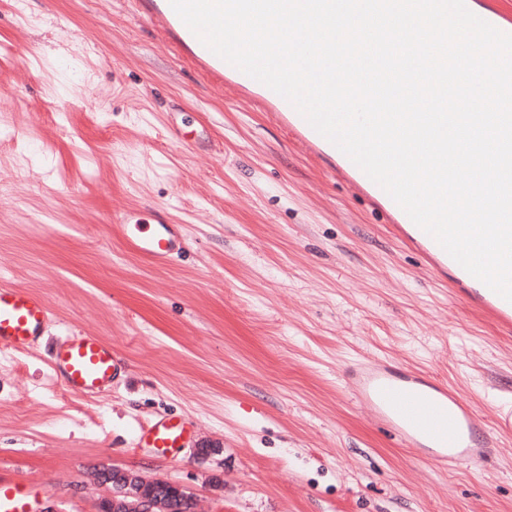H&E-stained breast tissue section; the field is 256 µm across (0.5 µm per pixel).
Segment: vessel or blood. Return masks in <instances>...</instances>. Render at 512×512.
I'll use <instances>...</instances> for the list:
<instances>
[{
  "label": "vessel or blood",
  "instance_id": "b4317fda",
  "mask_svg": "<svg viewBox=\"0 0 512 512\" xmlns=\"http://www.w3.org/2000/svg\"><path fill=\"white\" fill-rule=\"evenodd\" d=\"M136 5L139 17L159 25L170 43L186 53L211 83L220 85L229 78L244 88L256 85L255 79L207 48L179 18L169 0H136ZM260 92L279 120L306 140L328 146V139L316 132L290 102L269 87H261ZM389 208L401 220L397 232L418 248L433 267L456 271V293L501 325H512V302L459 267L397 203H390ZM111 221L126 249L152 263L168 261L180 245L175 226L160 213H152L146 219L137 211L121 210L112 215ZM49 315L44 295L0 281L1 350L30 347L42 335ZM52 366L70 391L100 395L111 391L120 376L122 360L111 340L87 333L68 337L57 348ZM348 387L357 401L370 407L410 447L432 462L477 468L498 447L495 437L483 432L482 421L472 407L455 390L428 375L400 371L388 360L373 358L357 364ZM188 435L185 421L162 417L139 428L134 443L164 454L185 447ZM30 498L26 484L0 475V512H31Z\"/></svg>",
  "mask_w": 512,
  "mask_h": 512
}]
</instances>
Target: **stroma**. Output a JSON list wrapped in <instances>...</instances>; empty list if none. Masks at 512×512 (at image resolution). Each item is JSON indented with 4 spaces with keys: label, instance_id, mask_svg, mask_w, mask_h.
Listing matches in <instances>:
<instances>
[{
    "label": "stroma",
    "instance_id": "obj_1",
    "mask_svg": "<svg viewBox=\"0 0 512 512\" xmlns=\"http://www.w3.org/2000/svg\"><path fill=\"white\" fill-rule=\"evenodd\" d=\"M0 184V278L51 310L31 347L0 351V473L36 512H98L105 468L175 482L194 512H512V433L481 469H443L345 391L386 358L493 427L512 408V332L134 0H0ZM154 208L186 239L164 265L107 224ZM78 332L126 362L106 395L52 369ZM161 416L192 428L168 457L133 445Z\"/></svg>",
    "mask_w": 512,
    "mask_h": 512
}]
</instances>
